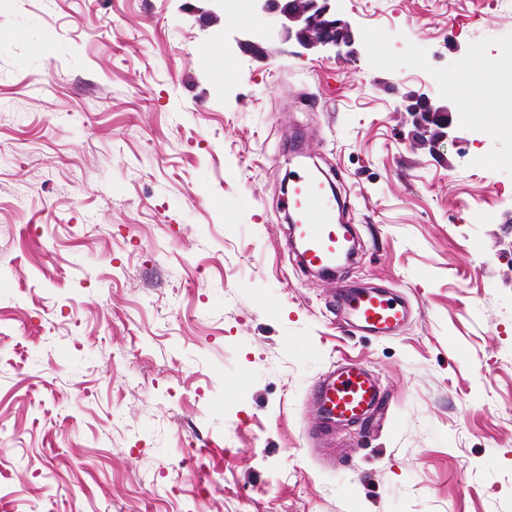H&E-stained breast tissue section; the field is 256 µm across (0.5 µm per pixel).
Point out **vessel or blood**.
Returning a JSON list of instances; mask_svg holds the SVG:
<instances>
[{
  "label": "vessel or blood",
  "instance_id": "1",
  "mask_svg": "<svg viewBox=\"0 0 512 512\" xmlns=\"http://www.w3.org/2000/svg\"><path fill=\"white\" fill-rule=\"evenodd\" d=\"M287 207L293 216L291 236L297 258L309 271H334L348 241V228L336 217V201L328 194L318 174L297 169ZM340 312L361 328L387 334L399 327L406 307L397 298L378 291H344L337 297ZM312 396L324 423L366 419L377 407L379 395L374 380L362 366L345 363L315 385Z\"/></svg>",
  "mask_w": 512,
  "mask_h": 512
}]
</instances>
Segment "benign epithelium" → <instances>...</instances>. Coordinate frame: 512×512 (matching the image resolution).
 Instances as JSON below:
<instances>
[{
    "mask_svg": "<svg viewBox=\"0 0 512 512\" xmlns=\"http://www.w3.org/2000/svg\"><path fill=\"white\" fill-rule=\"evenodd\" d=\"M262 12L275 16L279 25L268 36L294 39L305 49L353 52L355 35L351 25L336 14L333 0H255ZM407 110L412 117L413 139L428 138L435 146L456 140L446 108L437 107L425 95L412 98Z\"/></svg>",
    "mask_w": 512,
    "mask_h": 512,
    "instance_id": "benign-epithelium-1",
    "label": "benign epithelium"
}]
</instances>
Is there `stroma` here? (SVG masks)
<instances>
[{"instance_id":"1","label":"stroma","mask_w":512,"mask_h":512,"mask_svg":"<svg viewBox=\"0 0 512 512\" xmlns=\"http://www.w3.org/2000/svg\"><path fill=\"white\" fill-rule=\"evenodd\" d=\"M231 6L0 0V512H512V86L448 89L512 0H336L352 57L246 55L274 18ZM422 94L457 144L413 142ZM301 164L359 238L332 279L286 246ZM345 361L379 409L315 435ZM337 307L361 328L376 334L390 333L406 317V307L399 299L379 291H342Z\"/></svg>"}]
</instances>
